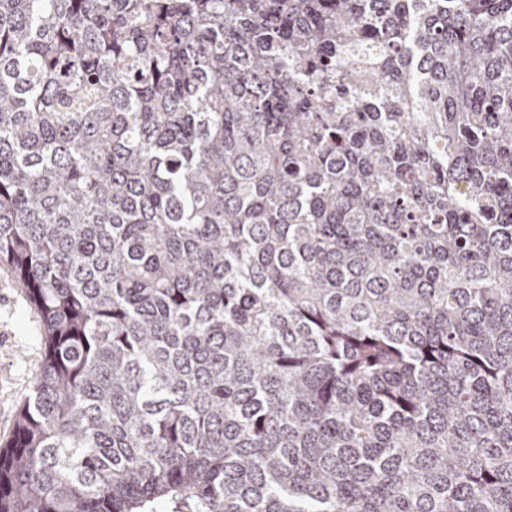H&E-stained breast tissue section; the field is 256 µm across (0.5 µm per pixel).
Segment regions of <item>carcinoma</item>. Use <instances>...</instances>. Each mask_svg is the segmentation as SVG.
<instances>
[{"mask_svg":"<svg viewBox=\"0 0 512 512\" xmlns=\"http://www.w3.org/2000/svg\"><path fill=\"white\" fill-rule=\"evenodd\" d=\"M0 512H512V0H0ZM41 318L10 271L0 269V442L11 434L16 409L43 358Z\"/></svg>","mask_w":512,"mask_h":512,"instance_id":"1","label":"carcinoma"}]
</instances>
